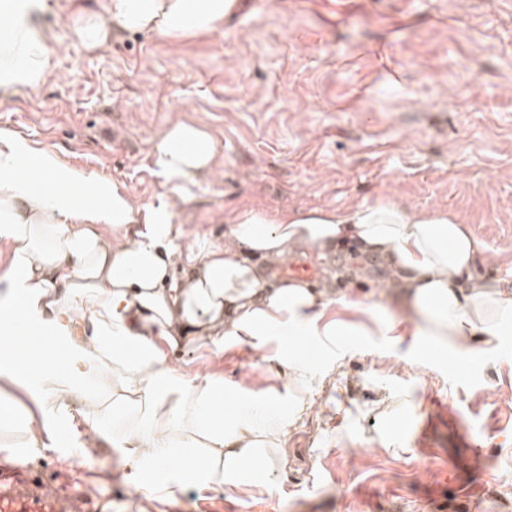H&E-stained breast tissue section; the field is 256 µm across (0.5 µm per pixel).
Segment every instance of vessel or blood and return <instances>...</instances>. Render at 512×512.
Masks as SVG:
<instances>
[{"label": "vessel or blood", "instance_id": "obj_1", "mask_svg": "<svg viewBox=\"0 0 512 512\" xmlns=\"http://www.w3.org/2000/svg\"><path fill=\"white\" fill-rule=\"evenodd\" d=\"M0 512H93L80 488H55L30 470L0 462Z\"/></svg>", "mask_w": 512, "mask_h": 512}]
</instances>
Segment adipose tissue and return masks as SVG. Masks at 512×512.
<instances>
[{"mask_svg": "<svg viewBox=\"0 0 512 512\" xmlns=\"http://www.w3.org/2000/svg\"><path fill=\"white\" fill-rule=\"evenodd\" d=\"M234 0H109L108 15L85 12L77 30L90 49L113 27L177 40L221 32ZM48 0H0V93L42 81L48 38L36 16ZM213 136L190 121L169 126L153 145L154 164L177 196L214 167ZM42 185L33 188L29 169ZM173 204L146 207L96 174L64 166L56 156L0 130V236L11 246L0 276V333L25 315L35 338L63 346L72 363L44 381L47 403L96 375L99 408L92 430L121 439L132 462L174 470L200 485L271 486L268 449L304 411V395L322 382L288 344L312 336L322 345L349 332L328 320L332 296L297 278L267 275L257 259L283 263L300 249L327 257L353 241L365 257H380L390 277L386 295L417 318L423 342L468 350L490 345L512 325V290L475 275L479 243L469 225L443 210L410 211L394 203L351 210L258 209L225 214L223 246L203 251L175 244ZM115 236H107V229ZM191 268L175 280L179 265ZM209 339L214 346L277 343L287 365V396L255 399L225 389L211 376L189 377L170 364L166 347Z\"/></svg>", "mask_w": 512, "mask_h": 512, "instance_id": "obj_1", "label": "adipose tissue"}]
</instances>
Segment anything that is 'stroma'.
Instances as JSON below:
<instances>
[{
  "label": "stroma",
  "instance_id": "35a3bbf8",
  "mask_svg": "<svg viewBox=\"0 0 512 512\" xmlns=\"http://www.w3.org/2000/svg\"><path fill=\"white\" fill-rule=\"evenodd\" d=\"M105 3L51 0L38 20L51 69L40 85L0 97V130L156 207L172 186L154 164V140L191 121L211 133L218 157L177 206L178 243L222 246L231 209L391 201L455 213L480 243L477 271L512 283V0H244L218 35L116 30L86 49L75 7ZM382 284L368 279L349 305L328 304L329 317L364 330L344 337L337 361L295 337L326 378L310 396L313 413L283 438L274 488L178 484L157 468L156 486L173 492L150 498L119 441L91 439L82 390L45 413L37 385L10 376L14 339L2 335L0 404L50 428L21 448L19 432L0 425V457L46 480L63 474L111 499L112 512H507L512 326L463 362L442 350L417 356L416 326L381 298ZM397 317L399 335H384ZM168 359L258 395L288 384L271 349L198 345ZM396 395L411 409L378 414Z\"/></svg>",
  "mask_w": 512,
  "mask_h": 512
}]
</instances>
